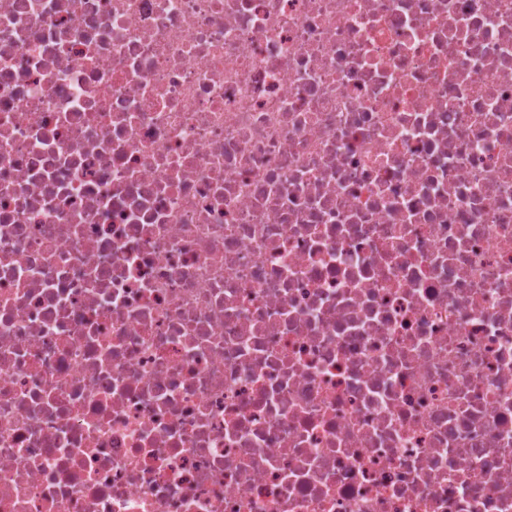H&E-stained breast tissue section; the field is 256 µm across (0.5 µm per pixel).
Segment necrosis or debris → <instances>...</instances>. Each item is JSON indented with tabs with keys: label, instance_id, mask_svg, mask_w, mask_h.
Segmentation results:
<instances>
[{
	"label": "necrosis or debris",
	"instance_id": "obj_1",
	"mask_svg": "<svg viewBox=\"0 0 512 512\" xmlns=\"http://www.w3.org/2000/svg\"><path fill=\"white\" fill-rule=\"evenodd\" d=\"M0 512H512V0H0Z\"/></svg>",
	"mask_w": 512,
	"mask_h": 512
}]
</instances>
